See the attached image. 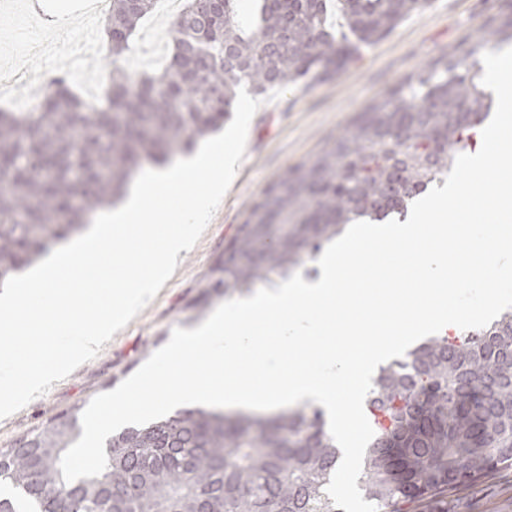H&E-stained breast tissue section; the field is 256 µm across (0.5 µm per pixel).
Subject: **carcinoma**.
<instances>
[{
	"instance_id": "carcinoma-1",
	"label": "carcinoma",
	"mask_w": 512,
	"mask_h": 512,
	"mask_svg": "<svg viewBox=\"0 0 512 512\" xmlns=\"http://www.w3.org/2000/svg\"><path fill=\"white\" fill-rule=\"evenodd\" d=\"M501 2L477 34L273 180L200 282V302L274 284L356 221H405L491 116L481 53L512 43V0ZM154 3L109 0L113 68L97 104L59 75L36 111L0 112V283L83 234L144 164L218 130L242 83L262 93L332 78L427 0H337L342 36L328 30L325 0H293L286 11L263 0L247 36L239 0H223L220 17L212 0H185L165 65L137 76L117 61ZM365 404L383 418L364 456L366 501L377 512H448L449 492L512 467V310L380 366ZM81 435L77 413H66L23 436L27 448H0L15 491L0 496L3 512H344L326 493L340 452L320 409L178 411L114 433L105 471L67 483L60 458Z\"/></svg>"
}]
</instances>
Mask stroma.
<instances>
[{
  "label": "stroma",
  "instance_id": "35a3bbf8",
  "mask_svg": "<svg viewBox=\"0 0 512 512\" xmlns=\"http://www.w3.org/2000/svg\"><path fill=\"white\" fill-rule=\"evenodd\" d=\"M496 0H429L404 18L391 34L364 51L343 74L299 82L260 93L261 107L248 129L244 160L235 179L195 246L178 258L170 279L127 326L106 342L93 360L53 383L44 395L0 419V448L56 416L80 412L97 394L115 389L164 346L174 328L192 327L187 309L198 285L226 242L243 224L253 200L278 175L316 153L347 128L355 116L389 87L459 43L495 11ZM171 16L155 10L133 38L125 62L131 71H152L170 50L169 41L153 43L154 31L169 32ZM104 39L103 21L85 11V0H0V75L15 66L52 77L66 72L73 91L85 102L104 93L111 66L98 58L84 70L81 58ZM448 512H512V470L457 490Z\"/></svg>",
  "mask_w": 512,
  "mask_h": 512
}]
</instances>
